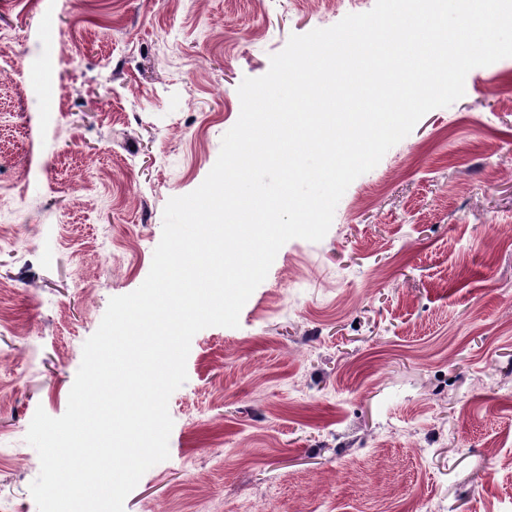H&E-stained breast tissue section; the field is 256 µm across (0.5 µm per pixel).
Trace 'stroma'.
<instances>
[{
	"label": "stroma",
	"instance_id": "1",
	"mask_svg": "<svg viewBox=\"0 0 512 512\" xmlns=\"http://www.w3.org/2000/svg\"><path fill=\"white\" fill-rule=\"evenodd\" d=\"M374 4L0 0V512H38L35 411L65 413L243 78ZM186 369L125 512H512V58L356 178L322 241L286 242Z\"/></svg>",
	"mask_w": 512,
	"mask_h": 512
}]
</instances>
